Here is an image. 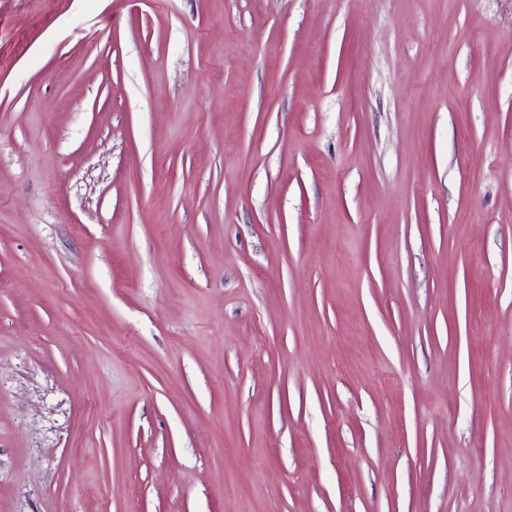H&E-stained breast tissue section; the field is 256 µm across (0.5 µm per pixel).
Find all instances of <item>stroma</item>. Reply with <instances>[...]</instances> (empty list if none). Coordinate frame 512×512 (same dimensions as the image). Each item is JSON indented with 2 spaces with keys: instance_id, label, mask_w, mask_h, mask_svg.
I'll list each match as a JSON object with an SVG mask.
<instances>
[{
  "instance_id": "35a3bbf8",
  "label": "stroma",
  "mask_w": 512,
  "mask_h": 512,
  "mask_svg": "<svg viewBox=\"0 0 512 512\" xmlns=\"http://www.w3.org/2000/svg\"><path fill=\"white\" fill-rule=\"evenodd\" d=\"M0 512H512V0H0Z\"/></svg>"
}]
</instances>
